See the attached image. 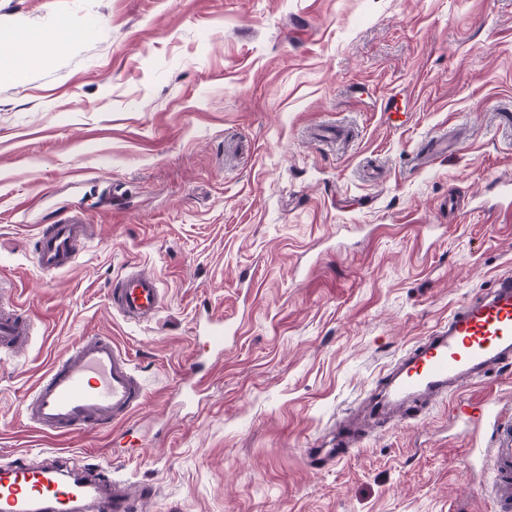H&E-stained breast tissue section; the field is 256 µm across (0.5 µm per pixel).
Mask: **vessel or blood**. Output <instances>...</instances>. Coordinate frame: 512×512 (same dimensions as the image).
I'll list each match as a JSON object with an SVG mask.
<instances>
[{
  "label": "vessel or blood",
  "instance_id": "vessel-or-blood-1",
  "mask_svg": "<svg viewBox=\"0 0 512 512\" xmlns=\"http://www.w3.org/2000/svg\"><path fill=\"white\" fill-rule=\"evenodd\" d=\"M86 221L73 214L36 235L33 260L46 272L69 268ZM160 286L155 277L130 273L112 288L113 309L128 319L149 320L158 311ZM33 323L16 304L0 303V349L20 355ZM224 323L207 319L196 337L195 365L182 393L201 390L224 352ZM512 364V274L498 277L491 289L456 309L446 324L410 347L381 378L365 425L347 419L336 428L330 457L343 459L370 429L393 419L410 420L417 407L452 396ZM144 401L143 386L131 360L106 336H83L42 375L25 407L28 423L57 438L107 430L124 423ZM455 416H493L490 466L497 512H512V421L491 400L458 402ZM68 456L52 455L33 465L18 457L0 465V512H136L153 495L151 488L119 489L103 466L74 469Z\"/></svg>",
  "mask_w": 512,
  "mask_h": 512
}]
</instances>
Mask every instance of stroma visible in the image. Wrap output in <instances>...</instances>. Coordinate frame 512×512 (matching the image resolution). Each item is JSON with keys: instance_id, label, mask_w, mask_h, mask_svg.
I'll return each mask as SVG.
<instances>
[{"instance_id": "obj_1", "label": "stroma", "mask_w": 512, "mask_h": 512, "mask_svg": "<svg viewBox=\"0 0 512 512\" xmlns=\"http://www.w3.org/2000/svg\"><path fill=\"white\" fill-rule=\"evenodd\" d=\"M94 38L0 79V288L34 317L0 352V462L67 452L156 491L151 512H493L490 430L439 399L312 468L386 367L512 273V0H0V31ZM396 113L388 122V113ZM91 236L39 270V226ZM162 306L109 305L130 269ZM231 329L188 401L200 315ZM111 337L145 401L63 441L24 402Z\"/></svg>"}]
</instances>
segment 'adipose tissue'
I'll use <instances>...</instances> for the list:
<instances>
[{
  "instance_id": "adipose-tissue-1",
  "label": "adipose tissue",
  "mask_w": 512,
  "mask_h": 512,
  "mask_svg": "<svg viewBox=\"0 0 512 512\" xmlns=\"http://www.w3.org/2000/svg\"><path fill=\"white\" fill-rule=\"evenodd\" d=\"M79 37V32L64 21L49 29H25L8 38L9 49L0 59L21 68L37 58L66 51Z\"/></svg>"
}]
</instances>
